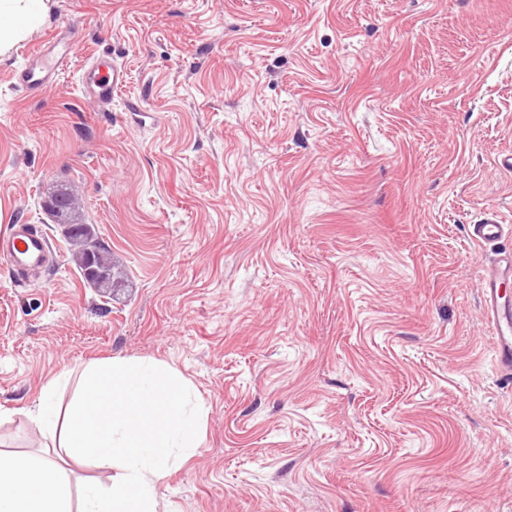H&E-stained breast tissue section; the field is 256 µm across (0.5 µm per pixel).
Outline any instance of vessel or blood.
Segmentation results:
<instances>
[{
    "mask_svg": "<svg viewBox=\"0 0 512 512\" xmlns=\"http://www.w3.org/2000/svg\"><path fill=\"white\" fill-rule=\"evenodd\" d=\"M77 44L65 35L56 33L36 51L14 75L15 84L27 93L35 94L51 86L59 71L71 60ZM84 90L100 104L107 105L113 94L126 83L123 67L114 60L93 57L85 72ZM471 236L486 245L497 244L504 226L491 211L470 227ZM0 259L18 275L46 267L52 260V251L44 234L30 224L10 225L0 234ZM512 277V256L489 265L483 280V304L495 336V361L501 373L512 375V312L500 301V288Z\"/></svg>",
    "mask_w": 512,
    "mask_h": 512,
    "instance_id": "b4317fda",
    "label": "vessel or blood"
}]
</instances>
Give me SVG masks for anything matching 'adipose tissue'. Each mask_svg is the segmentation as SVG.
Masks as SVG:
<instances>
[{"mask_svg":"<svg viewBox=\"0 0 512 512\" xmlns=\"http://www.w3.org/2000/svg\"><path fill=\"white\" fill-rule=\"evenodd\" d=\"M45 0H0V53L38 29ZM70 390L67 406L58 394ZM26 417L50 442L39 453L0 452V512H157V486L193 457L203 439L204 406L170 364L115 357L62 370ZM89 460L109 485L74 494L63 459Z\"/></svg>","mask_w":512,"mask_h":512,"instance_id":"obj_1","label":"adipose tissue"}]
</instances>
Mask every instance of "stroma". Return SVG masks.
Segmentation results:
<instances>
[{"mask_svg": "<svg viewBox=\"0 0 512 512\" xmlns=\"http://www.w3.org/2000/svg\"><path fill=\"white\" fill-rule=\"evenodd\" d=\"M0 54V233L59 258L0 264V450L43 437L46 381L153 358L207 411L158 512H512V377L479 277L512 225V0H46ZM66 25L81 48L13 83ZM128 74L104 111L82 73ZM71 185L115 260L88 288L49 222ZM77 48L75 41L56 32L45 45L27 55L24 66L14 74L15 85L30 94L47 89ZM503 234L504 225L493 211H484L475 224H470V235L485 245L497 244ZM52 254L46 237L32 224H12L0 235V259L16 275L46 267Z\"/></svg>", "mask_w": 512, "mask_h": 512, "instance_id": "obj_1", "label": "stroma"}]
</instances>
